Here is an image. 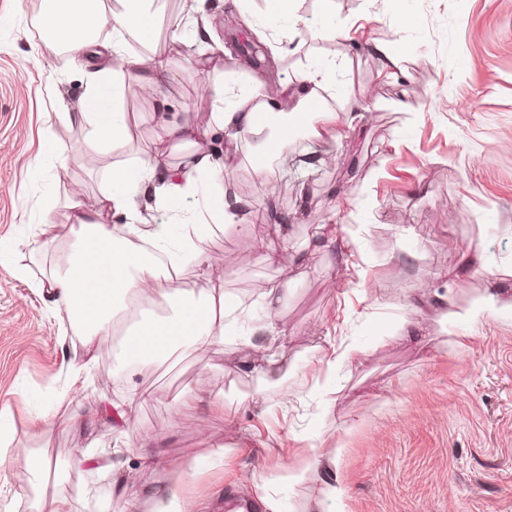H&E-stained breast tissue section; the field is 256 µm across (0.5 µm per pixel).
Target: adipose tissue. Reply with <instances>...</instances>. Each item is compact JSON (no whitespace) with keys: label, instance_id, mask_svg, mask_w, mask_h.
Listing matches in <instances>:
<instances>
[{"label":"adipose tissue","instance_id":"adipose-tissue-1","mask_svg":"<svg viewBox=\"0 0 512 512\" xmlns=\"http://www.w3.org/2000/svg\"><path fill=\"white\" fill-rule=\"evenodd\" d=\"M150 2L116 0L110 6L106 0H46L45 33L75 53L94 44L107 25L113 35L133 34L148 42L155 34ZM167 70V62L160 59L116 54V81L101 80L83 108L93 118L86 141L89 150L120 149L128 142L126 117L117 107L124 79H132L146 93L156 96L163 92L160 77ZM335 73V64L311 65L302 71L296 84L264 90L241 73H227L209 122L196 124L165 115L161 118L165 136L173 142H193L216 127L237 138L260 136L264 139V152L256 156L255 167L264 169L266 152L282 151L297 135V122L282 117V100L296 97L298 110L308 112L317 89L330 83ZM160 163L159 156L150 155L131 164L113 166L110 190L100 212L92 214L77 208L72 213L76 230L68 264L65 269L50 270L46 278L57 302L84 331L87 360L69 365L67 373L72 381H79L92 363L110 352L111 322L117 308L146 291L152 302L165 307L167 313L145 320L124 338L122 352L134 365L150 366L180 348L204 353L224 339L226 317L235 304L224 290L222 275L209 272V286L199 294L173 288L172 283L186 260L202 262L199 244L212 225L235 223L246 204L229 199L217 189L205 199L206 220L176 229L145 221L126 223L137 194L153 193L176 208L195 196L201 184L218 185L222 179L221 169L205 153L193 155L184 167L164 177L157 174ZM108 215L113 218L109 224L104 221Z\"/></svg>","mask_w":512,"mask_h":512}]
</instances>
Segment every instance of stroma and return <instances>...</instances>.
I'll return each instance as SVG.
<instances>
[{
    "instance_id": "35a3bbf8",
    "label": "stroma",
    "mask_w": 512,
    "mask_h": 512,
    "mask_svg": "<svg viewBox=\"0 0 512 512\" xmlns=\"http://www.w3.org/2000/svg\"><path fill=\"white\" fill-rule=\"evenodd\" d=\"M160 3L152 41L124 48L168 62L166 97L126 82L130 139L91 154L89 123L71 115L111 75V35L76 54L34 37L45 0H0V437L12 456L40 448L53 464L23 495L1 467L0 512H39L55 494L75 512H119V473L74 467L81 448L123 449L139 512H154L159 474L139 469L134 453L144 444L197 512H235L245 498L255 512H321L319 491L335 477L348 487L345 512H512V0H295L297 26L269 19L266 0ZM205 17L216 25L207 37ZM242 38L259 53L243 56ZM384 47L401 51L399 67ZM313 61L335 63V104L358 115L340 137L299 133L266 174L250 162L255 140L165 138L157 112L208 121L226 71L292 84ZM407 104L423 110L411 125ZM153 153L170 168L212 154L225 188L252 204L245 225L213 227L200 244L237 323L207 354L179 350L142 369L113 348L67 388L83 337L37 282L66 260L71 187L98 211L112 166ZM44 221L55 226L45 253ZM322 235L346 240L343 261L313 249ZM283 265L293 279L269 316L261 294ZM489 288L508 315L448 323ZM406 322L419 339L403 336ZM342 343L361 347L357 368H328ZM266 348L279 365L260 361ZM321 376L329 390L316 388ZM130 383L147 398L114 422L112 403ZM59 393L74 425L32 427ZM316 451L326 464L311 465ZM299 467L305 480L289 483ZM265 482L276 510L262 501Z\"/></svg>"
}]
</instances>
